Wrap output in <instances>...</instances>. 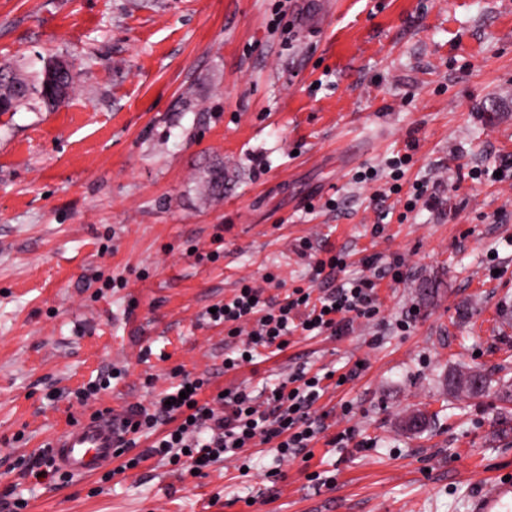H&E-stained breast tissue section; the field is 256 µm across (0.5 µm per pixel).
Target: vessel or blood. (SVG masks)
Instances as JSON below:
<instances>
[{
    "label": "vessel or blood",
    "mask_w": 512,
    "mask_h": 512,
    "mask_svg": "<svg viewBox=\"0 0 512 512\" xmlns=\"http://www.w3.org/2000/svg\"><path fill=\"white\" fill-rule=\"evenodd\" d=\"M118 424L112 415L74 423L50 443L55 465L77 477H90L111 464L118 445ZM473 512H512V479L496 476Z\"/></svg>",
    "instance_id": "1"
}]
</instances>
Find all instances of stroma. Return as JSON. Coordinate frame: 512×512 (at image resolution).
I'll return each mask as SVG.
<instances>
[{
    "instance_id": "stroma-1",
    "label": "stroma",
    "mask_w": 512,
    "mask_h": 512,
    "mask_svg": "<svg viewBox=\"0 0 512 512\" xmlns=\"http://www.w3.org/2000/svg\"><path fill=\"white\" fill-rule=\"evenodd\" d=\"M277 5L0 0V65L33 85L62 58L73 77L58 109L31 94L0 114V495L26 512H471L512 472L494 398L444 390L460 369L512 379V178L490 175L512 155V0H288L289 32L271 29ZM404 152L392 195L386 161ZM364 168L373 181L355 180ZM416 182L436 202L409 212ZM305 240L344 252L338 279L314 277ZM367 256L405 262L375 319L225 371L206 310L240 280L321 296L367 275ZM113 366L127 373L110 389L72 397ZM176 367L210 374V398L269 393L301 367L350 378L313 408L307 453L262 445L245 473L150 459L60 489L23 473L73 421L149 406ZM419 409L430 427L406 432ZM350 426L370 449L331 446Z\"/></svg>"
}]
</instances>
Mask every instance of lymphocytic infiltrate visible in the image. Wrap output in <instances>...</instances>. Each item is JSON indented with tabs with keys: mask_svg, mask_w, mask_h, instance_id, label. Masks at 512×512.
Instances as JSON below:
<instances>
[{
	"mask_svg": "<svg viewBox=\"0 0 512 512\" xmlns=\"http://www.w3.org/2000/svg\"><path fill=\"white\" fill-rule=\"evenodd\" d=\"M376 279L363 277L339 283L325 296L296 288L283 299L264 297L262 288L241 284L233 298L218 305L213 322L223 324L228 338H242L224 357L225 370L239 369L259 350L281 353L289 335L303 331L309 336L339 335L349 331L354 320L373 319L380 311ZM172 385L152 408L136 407L121 420L123 436L118 451L125 454L124 469L132 470L152 457L187 470H201L213 459L239 460L241 453L259 444H273L279 459L309 448L321 427L310 415L324 395L323 375L298 370L279 384L265 404L251 392L229 390L221 397L223 411L203 403L201 395L211 379L204 374L174 370ZM149 445L130 455L139 439Z\"/></svg>",
	"mask_w": 512,
	"mask_h": 512,
	"instance_id": "lymphocytic-infiltrate-1",
	"label": "lymphocytic infiltrate"
}]
</instances>
